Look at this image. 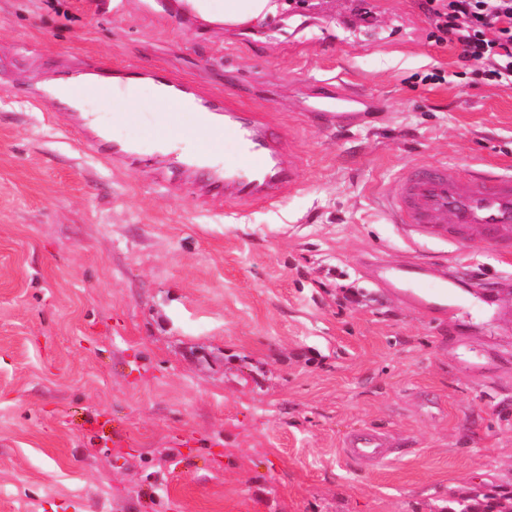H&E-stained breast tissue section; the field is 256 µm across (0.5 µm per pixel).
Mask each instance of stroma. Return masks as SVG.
<instances>
[{"label": "stroma", "mask_w": 512, "mask_h": 512, "mask_svg": "<svg viewBox=\"0 0 512 512\" xmlns=\"http://www.w3.org/2000/svg\"><path fill=\"white\" fill-rule=\"evenodd\" d=\"M238 32L171 0H0V512H492L512 498V258L420 235L378 204L418 162L512 176V83L459 75L422 0H284ZM159 69L270 113L299 191L221 202L114 172L33 92L74 58ZM438 74L439 82L429 81ZM338 77L372 104L302 109ZM88 103L149 146L154 85ZM125 112V122L112 120ZM453 267L444 311L379 264ZM385 435L359 468L346 434ZM340 451L345 459L360 466L385 464L395 458L394 448L381 434L365 429L346 438Z\"/></svg>", "instance_id": "35a3bbf8"}]
</instances>
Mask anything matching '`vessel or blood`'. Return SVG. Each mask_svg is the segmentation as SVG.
<instances>
[{
	"label": "vessel or blood",
	"instance_id": "b4317fda",
	"mask_svg": "<svg viewBox=\"0 0 512 512\" xmlns=\"http://www.w3.org/2000/svg\"><path fill=\"white\" fill-rule=\"evenodd\" d=\"M94 81L64 84L63 99L102 96L115 99L119 87L125 86L124 74L109 66L93 62ZM150 80L163 85L169 98L192 105V113L168 112L162 118L153 139L161 147L186 125L209 137L232 135L238 144L236 156L225 159L222 181L206 184L209 195H223L233 204L277 202L283 191L295 189L300 158L287 147V135L265 113L241 106L228 96H201L191 91L171 73H150ZM315 112H325L340 121H348L353 112L367 105L368 97L350 95L339 89H324ZM75 133L92 155L120 169L148 156L129 143L94 133L89 122H81ZM381 203L392 223L410 224L425 234L466 238L470 231L482 233V240L503 255H512V176L485 172H461L445 163L418 164L407 169L394 189L385 192ZM428 269L419 262L380 270L378 286L399 289L414 304L441 310L448 304V283L428 282ZM342 456L357 465L385 464L393 459L394 450L385 438L371 430H359L344 441Z\"/></svg>",
	"mask_w": 512,
	"mask_h": 512
}]
</instances>
